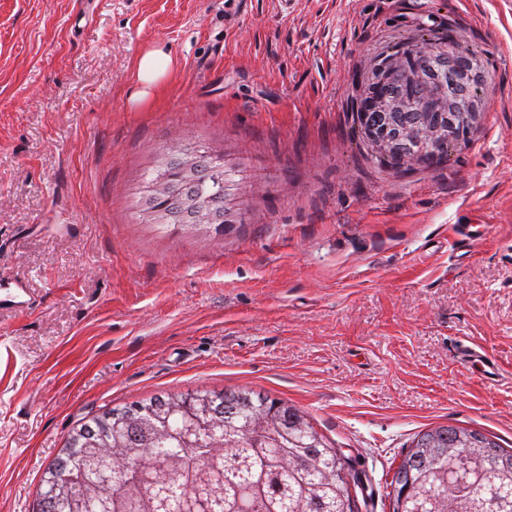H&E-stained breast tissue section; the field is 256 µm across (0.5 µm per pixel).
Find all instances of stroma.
I'll list each match as a JSON object with an SVG mask.
<instances>
[{"label":"stroma","mask_w":512,"mask_h":512,"mask_svg":"<svg viewBox=\"0 0 512 512\" xmlns=\"http://www.w3.org/2000/svg\"><path fill=\"white\" fill-rule=\"evenodd\" d=\"M422 27L479 52L486 110L446 163L391 168L353 78ZM155 48L171 71L136 99ZM181 139L236 171L224 233L136 218ZM0 274L32 298L0 309V512H33L74 428L164 392L301 406L361 512L436 423L512 448V0H249L229 27L224 0H0ZM459 358L469 366L480 365L483 376L487 379H495L499 376V368L496 363L473 346H462Z\"/></svg>","instance_id":"stroma-1"}]
</instances>
